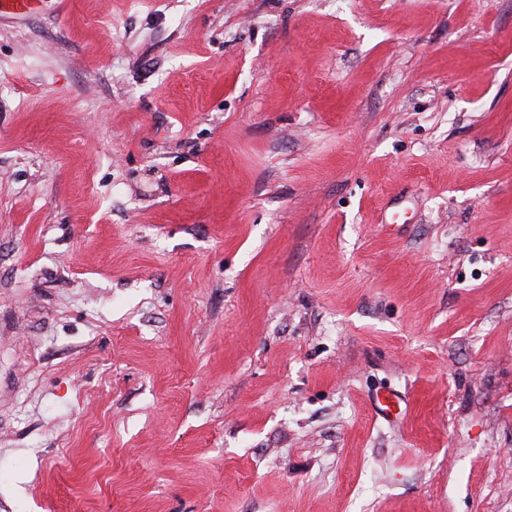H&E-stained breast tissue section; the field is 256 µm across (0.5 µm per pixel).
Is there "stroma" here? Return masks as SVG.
I'll list each match as a JSON object with an SVG mask.
<instances>
[{"instance_id": "obj_1", "label": "stroma", "mask_w": 512, "mask_h": 512, "mask_svg": "<svg viewBox=\"0 0 512 512\" xmlns=\"http://www.w3.org/2000/svg\"><path fill=\"white\" fill-rule=\"evenodd\" d=\"M512 512V0L0 18V512Z\"/></svg>"}]
</instances>
